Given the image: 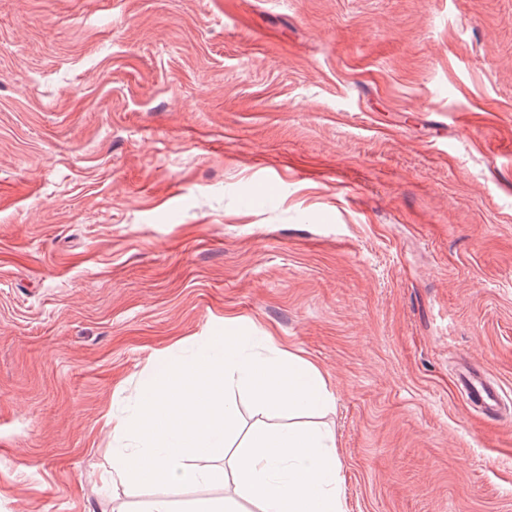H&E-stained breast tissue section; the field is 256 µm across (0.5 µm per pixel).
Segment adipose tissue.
I'll list each match as a JSON object with an SVG mask.
<instances>
[{
	"instance_id": "adipose-tissue-1",
	"label": "adipose tissue",
	"mask_w": 512,
	"mask_h": 512,
	"mask_svg": "<svg viewBox=\"0 0 512 512\" xmlns=\"http://www.w3.org/2000/svg\"><path fill=\"white\" fill-rule=\"evenodd\" d=\"M251 343L226 328L142 390L116 427L123 443L101 484H233V496L199 501L189 512H244L247 503L257 512H346L336 438L305 422L333 402L323 375L291 351L257 358ZM242 389L256 409L283 410L295 422L259 421L243 434L233 399Z\"/></svg>"
}]
</instances>
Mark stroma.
I'll list each match as a JSON object with an SVG mask.
<instances>
[{
  "label": "stroma",
  "instance_id": "1",
  "mask_svg": "<svg viewBox=\"0 0 512 512\" xmlns=\"http://www.w3.org/2000/svg\"><path fill=\"white\" fill-rule=\"evenodd\" d=\"M228 324L322 373L347 512H512V0H0V512L223 496L97 476ZM459 379L469 398L481 409L485 416L496 414L500 401L499 392L493 385L484 380L479 370L465 367L460 371Z\"/></svg>",
  "mask_w": 512,
  "mask_h": 512
}]
</instances>
